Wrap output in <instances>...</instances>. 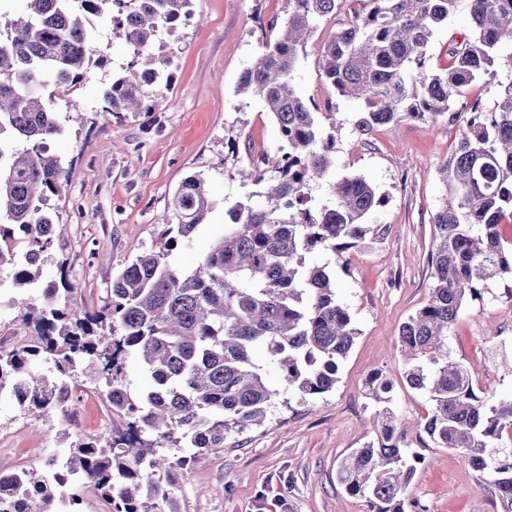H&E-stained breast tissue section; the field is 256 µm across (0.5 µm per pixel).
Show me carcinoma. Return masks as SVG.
<instances>
[{
	"mask_svg": "<svg viewBox=\"0 0 512 512\" xmlns=\"http://www.w3.org/2000/svg\"><path fill=\"white\" fill-rule=\"evenodd\" d=\"M342 0H288L281 33L243 72L237 92L258 97L278 129L274 156L243 169L263 185L261 201L227 209L222 236L191 268L169 261L212 209L206 179L183 181L171 201L159 250H146L112 278L105 305L90 313L74 298L64 266L42 278L61 237L58 206L69 180L65 162L47 147L63 132L56 94L71 89L97 53L91 18L107 21L133 47L139 68L112 80L99 113L152 112L157 101L145 76L162 78L173 66L164 35L193 14V0H27V10L0 12V272L21 289L13 307L29 339L0 346V391L28 388V416L41 420L65 409L61 387L88 368L98 391L125 428L107 438L77 436L58 470L22 467L18 489L45 488L22 512H84L87 479L107 512H181L173 476L199 455L262 425L280 391L271 388L254 354L264 352L284 389L302 402L330 392L357 335L336 297L326 265L315 255L383 240L375 215L383 195L359 175L331 184L324 202L310 184L336 175V140L324 131L319 107L292 84L318 19ZM321 50L325 80L357 103L361 136L403 121L446 119L458 124L455 149L438 168L444 186L433 218V282L427 303L405 322L399 344L407 356L402 379L428 394L426 416L415 423L440 448L461 450L477 479L495 490L500 512H512V395L478 394L468 368L451 359L448 330L478 284L512 276V244L500 225L512 224V79L497 82L490 112L455 104L476 80L492 81L498 49L512 43V0H368ZM470 36L448 49V67L430 66L433 29L459 7ZM149 381L140 397L125 384L128 360ZM45 360L50 376L30 366ZM376 438L340 463L336 476L368 512H406L416 466L408 462L405 430L390 407L393 381L371 377Z\"/></svg>",
	"mask_w": 512,
	"mask_h": 512,
	"instance_id": "1",
	"label": "carcinoma"
}]
</instances>
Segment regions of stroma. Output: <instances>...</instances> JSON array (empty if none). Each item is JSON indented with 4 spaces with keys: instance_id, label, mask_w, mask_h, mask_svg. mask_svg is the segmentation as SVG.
Instances as JSON below:
<instances>
[{
    "instance_id": "stroma-1",
    "label": "stroma",
    "mask_w": 512,
    "mask_h": 512,
    "mask_svg": "<svg viewBox=\"0 0 512 512\" xmlns=\"http://www.w3.org/2000/svg\"><path fill=\"white\" fill-rule=\"evenodd\" d=\"M367 7L366 0H343L336 16L320 20L295 74L303 97L332 107L322 123L334 130L339 173L364 176L387 197L378 214L387 226L384 239L347 251L332 267L336 296L358 335L333 391L278 405L262 426L236 437L233 446L199 455L177 475L173 491L182 512H366L337 482L336 470L375 436L371 374L394 379L400 419L416 421L430 408L425 396L398 382L404 368L398 335L429 298L432 217L443 195L436 169L456 142V128L441 119L382 126L364 140L354 131L358 107L324 80L319 58L353 12ZM288 9V0H194L193 20L169 40L173 79L154 87L155 111L106 120L97 116L101 90L126 74L135 56L109 25L96 24L102 62L73 93L81 115H73L70 100L55 104L66 130L50 148L71 170L57 202L65 238L44 277H53L57 260L66 259L78 302L98 310L112 277L158 242L175 190L198 173L213 209L174 251L175 263L193 266L223 236L225 211L257 196L240 169L272 155L278 139L263 102L237 95L236 86L272 40L269 23L283 20ZM448 349L478 390L512 393V277L486 282L480 298L466 302L448 331ZM101 418L98 399L82 405L79 419L57 412L41 421L0 399V468L16 459L37 466L61 455L67 433L100 436ZM406 446L420 458L408 497L425 512H500L492 487L468 474L460 451L435 447L415 432Z\"/></svg>"
}]
</instances>
